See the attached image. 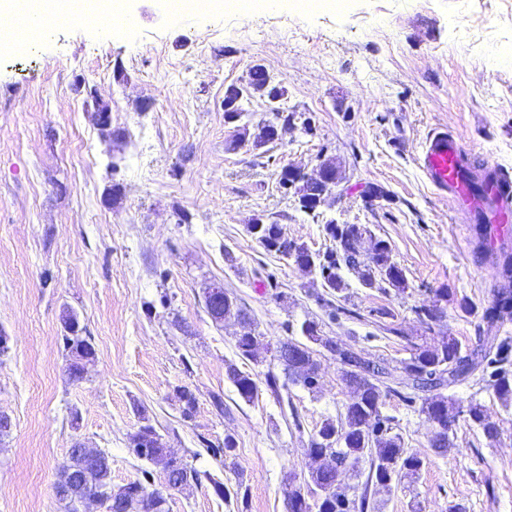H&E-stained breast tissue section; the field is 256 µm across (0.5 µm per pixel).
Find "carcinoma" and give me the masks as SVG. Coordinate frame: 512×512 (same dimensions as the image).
<instances>
[{"instance_id":"cac0c4a2","label":"carcinoma","mask_w":512,"mask_h":512,"mask_svg":"<svg viewBox=\"0 0 512 512\" xmlns=\"http://www.w3.org/2000/svg\"><path fill=\"white\" fill-rule=\"evenodd\" d=\"M271 83L273 79L262 66L251 68L247 80L250 94L243 96L239 103L244 125L239 135L247 136V125L252 115L249 109L251 99L262 94L263 88ZM324 187L323 183L308 186L307 193L298 198L303 212H316L317 201ZM247 232L264 249L279 254L299 267H310L318 272L322 285L332 292L347 288L341 274L344 268L355 271L366 288L383 291L388 287L397 291L406 288L403 272L394 262L391 246L386 240L375 239L371 252L361 254V240L370 233L363 224L331 222L325 225L326 235L334 246L322 253L305 246L293 248L281 226L275 222L249 224ZM486 255L501 269V281L493 288L492 300L482 311V320L494 328L512 319V252L503 247L497 252L488 251ZM214 290L215 287L210 286L204 291L205 308L211 317L221 321L234 311L242 323H250L247 313L238 307L232 294L224 293L222 304L219 305L213 297ZM63 321L65 335L62 342L68 356L66 371L71 381L78 382L83 379L79 363L85 356L95 353V348L91 339L83 335V328L75 314H66ZM300 332L303 340L286 339L279 342L276 348L285 377L308 389L314 388L318 366L309 344H317L336 356L342 366V378L352 390L353 398L339 421L330 418L324 420L316 437L311 439L310 448L306 449L310 459L307 476L288 478L284 495L289 508L294 507L302 494L306 493L317 498V512H367L368 491H363L357 499L336 491L338 471L345 468L355 470L364 462L368 463L367 487L375 485L389 491L402 479L419 475L425 465L424 458L402 447L399 438L390 435L389 419L381 414L380 384L386 379H393V385L387 387V391L399 394L403 389L416 390L419 381H425L435 389L447 387L479 370L489 374L488 382L498 399L506 403L512 401V361L509 360L508 345L496 336L485 337L481 347L466 356L461 355L455 338L434 337L431 343L415 349L410 359L402 363V375L394 379L386 366L352 348L339 346L336 341L321 334L317 322L304 321ZM259 346L258 336L250 332L236 340V348L244 358H256ZM226 374L242 399L249 402L257 396L258 386L249 374L234 365L227 366ZM421 412L437 428L431 439V447L438 454L448 453L449 425L455 421L458 408L448 403V398L439 396L424 402ZM466 417L481 428L488 438H497L498 429L481 405H469ZM129 447L137 458L159 465L164 470L170 469L169 478L163 479V486L167 489H178L202 481L198 469L181 459L170 458L168 449L159 442L155 428L148 423L130 435ZM106 492L112 494V512H164L158 507L159 489L151 471L145 469L141 476L114 488L109 458L96 462L69 455L61 467L56 485L64 512H73L72 503L83 497Z\"/></svg>"}]
</instances>
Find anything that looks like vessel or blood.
Returning a JSON list of instances; mask_svg holds the SVG:
<instances>
[{
    "label": "vessel or blood",
    "mask_w": 512,
    "mask_h": 512,
    "mask_svg": "<svg viewBox=\"0 0 512 512\" xmlns=\"http://www.w3.org/2000/svg\"><path fill=\"white\" fill-rule=\"evenodd\" d=\"M417 162L427 182L452 196L468 219L490 225L488 246L512 234V170L475 164L460 140L439 128L427 136Z\"/></svg>",
    "instance_id": "b4317fda"
}]
</instances>
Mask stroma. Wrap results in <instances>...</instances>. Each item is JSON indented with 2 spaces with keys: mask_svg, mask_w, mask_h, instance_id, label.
<instances>
[{
  "mask_svg": "<svg viewBox=\"0 0 512 512\" xmlns=\"http://www.w3.org/2000/svg\"><path fill=\"white\" fill-rule=\"evenodd\" d=\"M169 2L122 0L121 22H47L0 51V334L10 339L0 413L12 421L0 438V512H63L54 486L78 440L109 456L113 485L135 479L145 463L129 437L146 421L209 475L172 491L169 512H287L288 474L307 473L312 436L352 398L318 345L317 387L287 381L275 348L294 327L316 321L395 375L426 339L454 337L466 353L488 333L481 313L500 269L478 258L473 225L416 156L445 128L479 161L512 168V0H346L340 11L213 0L184 19ZM256 65L294 114L284 143L259 149L234 144L224 120L225 91ZM88 85L112 109L114 138L84 107ZM324 152L336 182L310 216L279 173L313 172ZM370 185L385 197L367 198ZM256 218L314 251L330 245L326 223L366 225L390 243L407 287L369 289L348 271L346 289L328 293L247 233ZM213 283L251 325L211 319L203 290ZM422 306L440 308V320L422 322ZM68 309L95 347L79 382L66 374ZM247 332L263 342L254 360L235 346ZM230 364L253 375V401L227 379ZM183 388L196 398L189 418ZM447 394L481 404L497 438L461 415L450 451L436 454L425 393L410 405L389 394L381 411L425 466L389 492L366 487L367 468L343 470L341 490L367 494L368 512H512V403L478 372ZM228 436L234 451L213 455Z\"/></svg>",
  "mask_w": 512,
  "mask_h": 512,
  "instance_id": "obj_1",
  "label": "stroma"
}]
</instances>
